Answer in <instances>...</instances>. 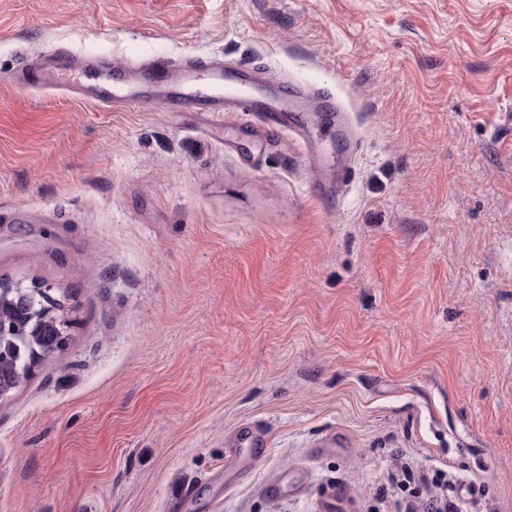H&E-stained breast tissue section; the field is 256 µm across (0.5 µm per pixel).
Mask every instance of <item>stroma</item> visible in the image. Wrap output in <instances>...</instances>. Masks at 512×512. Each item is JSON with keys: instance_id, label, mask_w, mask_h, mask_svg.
Listing matches in <instances>:
<instances>
[{"instance_id": "1", "label": "stroma", "mask_w": 512, "mask_h": 512, "mask_svg": "<svg viewBox=\"0 0 512 512\" xmlns=\"http://www.w3.org/2000/svg\"><path fill=\"white\" fill-rule=\"evenodd\" d=\"M59 49L258 64L357 148L320 113L339 176L242 113L15 80ZM0 277L76 318L0 400V512H402L403 464L512 512V0H0ZM243 424L266 446L228 493Z\"/></svg>"}]
</instances>
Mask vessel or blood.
I'll list each match as a JSON object with an SVG mask.
<instances>
[{"mask_svg":"<svg viewBox=\"0 0 512 512\" xmlns=\"http://www.w3.org/2000/svg\"><path fill=\"white\" fill-rule=\"evenodd\" d=\"M78 66L65 51L29 59L22 69L30 76L38 89L74 88L83 98L92 100L106 109L135 108L147 101L170 106L186 101L205 102L214 112H248L254 117L263 138H271L283 132H292L301 149L307 155H315L316 144L311 134L309 116L296 112L288 79H278L280 92L265 101H256L248 81L225 76L222 66L214 62L190 61L178 66L153 64L136 69L134 83H125L121 72L102 82L87 85L81 82L76 72ZM233 449L224 464L225 489L236 485L233 471L239 462L240 453H248L250 459L261 458L265 436L257 428L244 426L231 437Z\"/></svg>","mask_w":512,"mask_h":512,"instance_id":"1","label":"vessel or blood"}]
</instances>
